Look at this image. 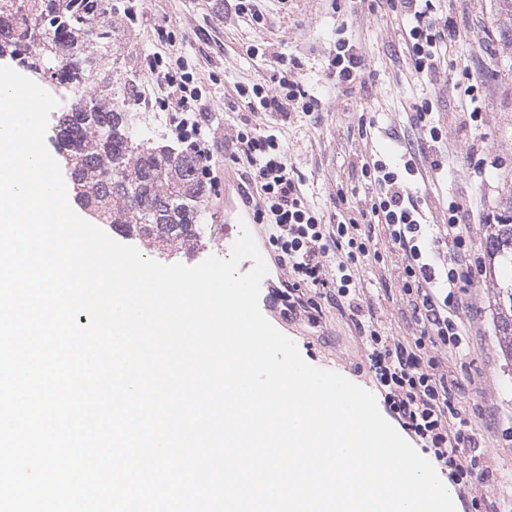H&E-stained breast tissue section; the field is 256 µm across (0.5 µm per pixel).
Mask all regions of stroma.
<instances>
[{"instance_id": "stroma-1", "label": "stroma", "mask_w": 512, "mask_h": 512, "mask_svg": "<svg viewBox=\"0 0 512 512\" xmlns=\"http://www.w3.org/2000/svg\"><path fill=\"white\" fill-rule=\"evenodd\" d=\"M111 2L106 18L119 37L100 49L98 63L133 80L131 111H149L157 94L147 75L157 53L184 56L204 90L212 166L219 179L203 215L208 235L220 231L215 216L226 213L236 221L244 215L243 168L230 160L231 131L244 122L279 136L305 199L328 223L336 212L353 216L364 208L372 189L361 173L363 163L378 156L398 160L406 147L416 145L418 135L408 117L412 104L423 97L437 102L434 117L453 165L449 178L430 174L418 184L428 204L427 222L442 221L443 197L472 201L475 221L469 235L480 242L503 196L512 190V8L503 0H436L438 13L457 20L460 39L428 80L412 74L406 64L404 18L391 12L354 13L348 0H261L265 20L260 25L237 13L236 0H139L132 21L124 14L127 0ZM162 29L171 40L159 37ZM340 36L353 40L365 58L363 83L351 92L336 89L326 78L329 49ZM251 45L261 48L260 56L247 54ZM282 53L300 60V77L320 99L319 112L284 117L253 112L237 97L235 83L270 81ZM465 68L488 76L479 99L481 117L469 126L452 89ZM362 119L372 123L364 139L358 134ZM471 143L486 161L484 172H474L467 162ZM371 247L378 256L364 260L359 271L363 303L374 311L382 335L412 337L416 327L402 292L401 258L384 228H376ZM490 294V284L482 279L471 288L468 306L460 313L474 330L470 352L444 355L442 371L458 383L456 403L471 418L483 448L479 466L488 478L472 494L481 512H512V365L499 352ZM321 307L318 322L289 320L283 334L307 363L373 390L361 335L348 310L327 301Z\"/></svg>"}]
</instances>
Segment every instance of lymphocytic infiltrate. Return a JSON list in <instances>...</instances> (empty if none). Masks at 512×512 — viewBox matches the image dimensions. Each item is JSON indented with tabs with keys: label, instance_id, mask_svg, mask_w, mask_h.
I'll return each mask as SVG.
<instances>
[{
	"label": "lymphocytic infiltrate",
	"instance_id": "f902f5d3",
	"mask_svg": "<svg viewBox=\"0 0 512 512\" xmlns=\"http://www.w3.org/2000/svg\"><path fill=\"white\" fill-rule=\"evenodd\" d=\"M369 11L389 10L410 18L406 31L408 67L415 74L437 73L442 52L460 36L455 20L437 16L433 0H369ZM271 83L235 84L237 95L254 112H313L320 101L299 77L297 57L278 55ZM364 57L353 42L337 39L330 51L328 80L339 88L354 89L364 73ZM150 78L164 97L160 109H174L182 142L188 143L204 162L213 154L202 124L192 119L201 92L181 58L155 56ZM412 123L432 171H443L448 158L439 144L443 133L433 119V103L422 99L414 107ZM232 162H246L251 183L259 189L253 202V220L261 224L286 278L282 283L286 318L314 319L321 299L348 308L361 316L360 261L370 254L376 226H384L389 241L401 255L402 290L408 297L419 336L392 340L375 328L364 331L365 356L387 412L419 447L431 454L434 466L445 474L459 497H466L487 478L479 469L480 442L470 418L455 404L447 378L441 375L439 351H459L466 333L455 313L465 306L479 267L473 258V242L464 231L469 212L462 202L450 199L445 221L429 226L423 220V202L409 178L416 171L413 160L396 168L377 160L363 164L361 173L374 191L357 217L337 215L335 223H323L300 189V180L288 162L277 134L258 133L244 125L236 128Z\"/></svg>",
	"mask_w": 512,
	"mask_h": 512
}]
</instances>
